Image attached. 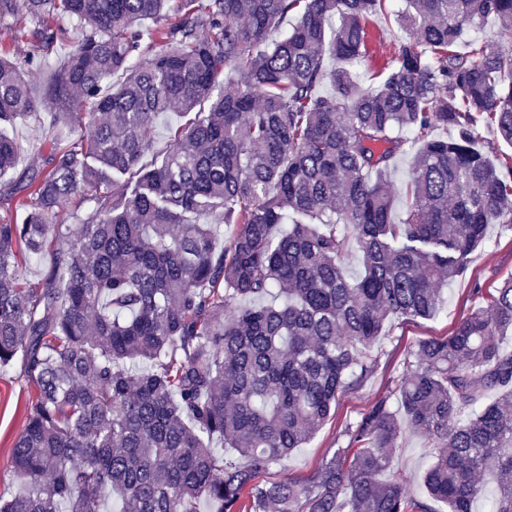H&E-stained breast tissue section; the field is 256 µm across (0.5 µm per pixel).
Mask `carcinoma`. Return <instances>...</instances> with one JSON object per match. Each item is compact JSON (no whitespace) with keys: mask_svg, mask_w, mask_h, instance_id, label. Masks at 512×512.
<instances>
[{"mask_svg":"<svg viewBox=\"0 0 512 512\" xmlns=\"http://www.w3.org/2000/svg\"><path fill=\"white\" fill-rule=\"evenodd\" d=\"M392 2L0 0L38 48L21 62L0 45V127L43 111L51 128L93 126L67 146L48 135L43 165L4 184L24 216L0 222V369L21 358L37 395L13 446L24 491L0 512H103L106 491L119 512H473L489 471L492 512H512V275L407 351L397 403L362 412L306 483L256 481L371 376L384 325L433 316L489 225L512 223V156L475 147L482 121L512 145V0ZM488 18L494 43L457 52ZM71 21L86 34L36 97L29 71ZM393 21L412 41L381 65L370 27ZM327 57H364L381 81L364 92ZM327 78L336 92L317 94ZM76 92L89 111H70ZM163 112L190 119L160 156ZM403 130L420 148L396 224ZM16 163L0 131V176ZM50 247L49 274L24 282L22 261ZM274 292L282 304L261 302ZM408 431L437 448L424 500L390 473Z\"/></svg>","mask_w":512,"mask_h":512,"instance_id":"cac0c4a2","label":"carcinoma"}]
</instances>
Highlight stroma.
I'll return each mask as SVG.
<instances>
[{
  "mask_svg": "<svg viewBox=\"0 0 512 512\" xmlns=\"http://www.w3.org/2000/svg\"><path fill=\"white\" fill-rule=\"evenodd\" d=\"M48 128L46 117L20 119L9 131L18 147L17 170L36 167L41 162L39 146ZM512 275V224L491 225L485 243L469 258L465 272L443 286L442 305L431 319L389 321L378 337L373 354L378 359L374 374L358 389L342 394L333 417L305 444L259 477L260 482L305 481L345 444L344 431L360 413L377 399L390 395L394 378L401 372L409 349L420 341L447 336L459 321L482 303L478 287H489ZM36 395V387L24 374L21 364L0 372V495L11 497L22 490L12 477V448L26 421V406ZM435 453L422 436L404 435L393 458L392 470L405 482L411 496L425 497L423 475Z\"/></svg>",
  "mask_w": 512,
  "mask_h": 512,
  "instance_id": "35a3bbf8",
  "label": "stroma"
}]
</instances>
